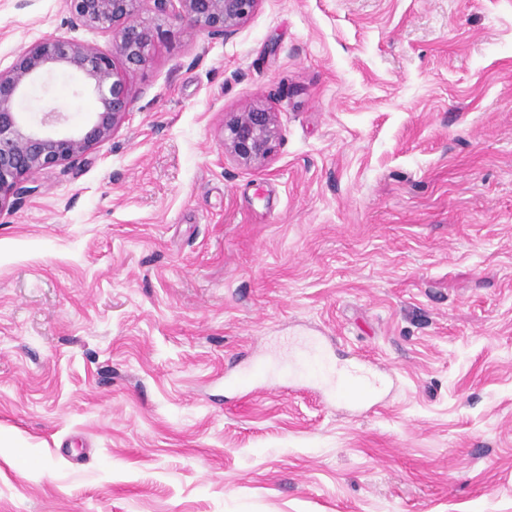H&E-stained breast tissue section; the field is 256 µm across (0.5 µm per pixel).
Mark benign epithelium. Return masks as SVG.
Instances as JSON below:
<instances>
[{
    "mask_svg": "<svg viewBox=\"0 0 512 512\" xmlns=\"http://www.w3.org/2000/svg\"><path fill=\"white\" fill-rule=\"evenodd\" d=\"M160 13L186 20L194 34L228 38L240 30L260 0H64L71 27L98 31L110 48L74 38H50L24 49L12 66L0 70V210L29 192L25 180L44 168L81 164L95 145L112 136L131 108L128 74L147 65L155 28L140 19L146 2ZM69 70L78 74L95 102V121L68 134L45 127L59 122L54 107L40 123L26 121L20 102L45 74ZM277 115L253 103L224 122V150L239 162L261 165L275 153Z\"/></svg>",
    "mask_w": 512,
    "mask_h": 512,
    "instance_id": "1",
    "label": "benign epithelium"
}]
</instances>
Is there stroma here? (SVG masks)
I'll list each match as a JSON object with an SVG mask.
<instances>
[{
    "instance_id": "1",
    "label": "stroma",
    "mask_w": 512,
    "mask_h": 512,
    "mask_svg": "<svg viewBox=\"0 0 512 512\" xmlns=\"http://www.w3.org/2000/svg\"><path fill=\"white\" fill-rule=\"evenodd\" d=\"M142 17L125 121L0 209V512H512V0ZM60 36L110 46L0 0V69ZM252 102L258 168L222 141ZM54 104L93 117L77 74ZM303 334L386 389L288 388ZM260 350L277 379L228 384ZM279 138L277 115L262 104L244 106L224 122V150L239 162L262 165L275 153Z\"/></svg>"
}]
</instances>
